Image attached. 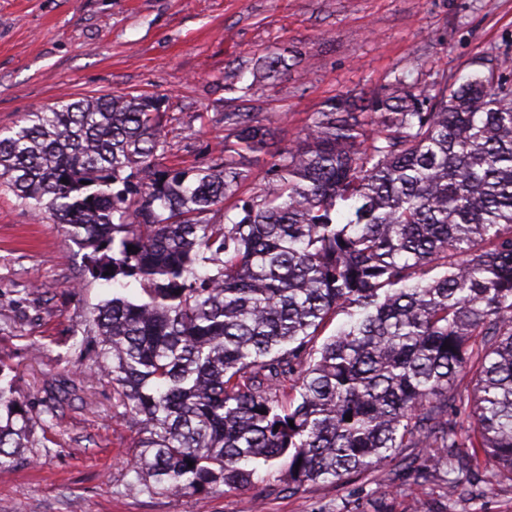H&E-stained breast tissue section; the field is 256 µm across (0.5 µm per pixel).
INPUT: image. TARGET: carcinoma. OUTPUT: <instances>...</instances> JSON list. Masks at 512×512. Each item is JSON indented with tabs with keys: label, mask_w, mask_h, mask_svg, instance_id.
Returning <instances> with one entry per match:
<instances>
[{
	"label": "carcinoma",
	"mask_w": 512,
	"mask_h": 512,
	"mask_svg": "<svg viewBox=\"0 0 512 512\" xmlns=\"http://www.w3.org/2000/svg\"><path fill=\"white\" fill-rule=\"evenodd\" d=\"M286 69L275 53L229 90L252 101ZM274 125L224 113L204 168H159L146 94L58 101L0 136V185L65 226L94 278L142 286L85 320L140 490L245 488L281 460L296 491L403 448L404 475L449 496L512 476V58L335 97L288 148ZM218 205L224 223L202 220ZM34 424L0 384L1 467L38 446Z\"/></svg>",
	"instance_id": "cac0c4a2"
}]
</instances>
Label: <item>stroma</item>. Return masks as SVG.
<instances>
[{"label":"stroma","mask_w":512,"mask_h":512,"mask_svg":"<svg viewBox=\"0 0 512 512\" xmlns=\"http://www.w3.org/2000/svg\"><path fill=\"white\" fill-rule=\"evenodd\" d=\"M491 50L512 56V0H0V129L60 100L144 93L162 100L178 160L205 166L241 106L230 83L250 82L267 54L289 69L253 107L278 116L286 148L331 98L383 92L405 72L421 88L465 77ZM85 255L0 185V362L32 411L63 394L36 428L41 447L0 467V512H512L507 477L450 498L402 480L382 492L378 469L296 493L275 467L244 490L139 492L136 432L85 354L84 321L112 297Z\"/></svg>","instance_id":"1"}]
</instances>
